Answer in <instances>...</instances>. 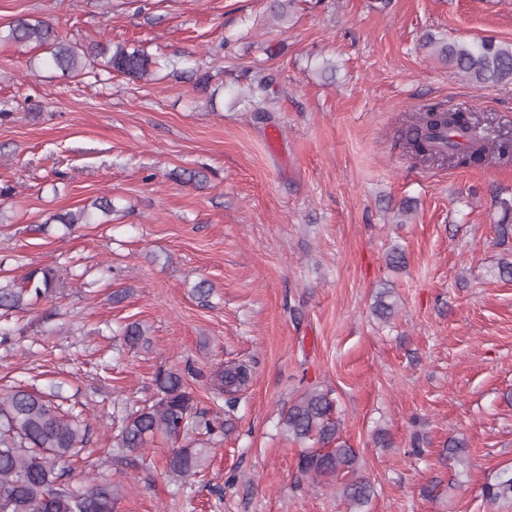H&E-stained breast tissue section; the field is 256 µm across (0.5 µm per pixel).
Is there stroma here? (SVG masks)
Instances as JSON below:
<instances>
[{"label": "stroma", "instance_id": "obj_1", "mask_svg": "<svg viewBox=\"0 0 512 512\" xmlns=\"http://www.w3.org/2000/svg\"><path fill=\"white\" fill-rule=\"evenodd\" d=\"M269 3L0 0L1 30L40 17L73 42L182 62L146 81L65 75L30 70L40 48L0 41V281L44 266L65 277L56 318L13 314L0 393L59 387L89 426L69 481L102 469L123 488L118 512H350L339 482L299 476L306 445L280 423L310 388L330 393L338 441L374 486L367 512H498L483 488L512 466V279L499 274L512 232L499 235L495 203L512 197V161L424 163L400 130L439 102L476 113L488 139L512 131V82L474 85L425 44L512 42V0H297L280 20ZM100 197L110 223H51ZM132 321L148 329L137 349L119 334ZM234 363L251 378L187 486L166 475L162 436L98 466L114 402L152 401L171 369L213 415V376ZM453 438L464 465L446 456Z\"/></svg>", "mask_w": 512, "mask_h": 512}]
</instances>
